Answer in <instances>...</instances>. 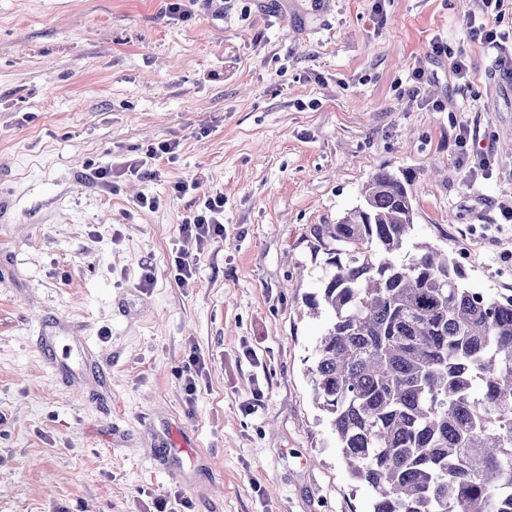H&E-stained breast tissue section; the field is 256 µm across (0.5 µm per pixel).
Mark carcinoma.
I'll return each instance as SVG.
<instances>
[{"mask_svg": "<svg viewBox=\"0 0 512 512\" xmlns=\"http://www.w3.org/2000/svg\"><path fill=\"white\" fill-rule=\"evenodd\" d=\"M413 225L408 176L383 169L316 228L336 248L307 302L331 316L315 404L373 512H512V296L465 287Z\"/></svg>", "mask_w": 512, "mask_h": 512, "instance_id": "cac0c4a2", "label": "carcinoma"}]
</instances>
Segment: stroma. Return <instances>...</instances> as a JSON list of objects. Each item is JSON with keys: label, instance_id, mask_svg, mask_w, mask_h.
Wrapping results in <instances>:
<instances>
[{"label": "stroma", "instance_id": "obj_1", "mask_svg": "<svg viewBox=\"0 0 512 512\" xmlns=\"http://www.w3.org/2000/svg\"><path fill=\"white\" fill-rule=\"evenodd\" d=\"M167 6L0 0V512H371L313 401L314 229L406 171L413 240L512 296V0ZM208 192L224 235L201 247L180 226ZM46 328L90 346L82 376L53 374Z\"/></svg>", "mask_w": 512, "mask_h": 512}]
</instances>
